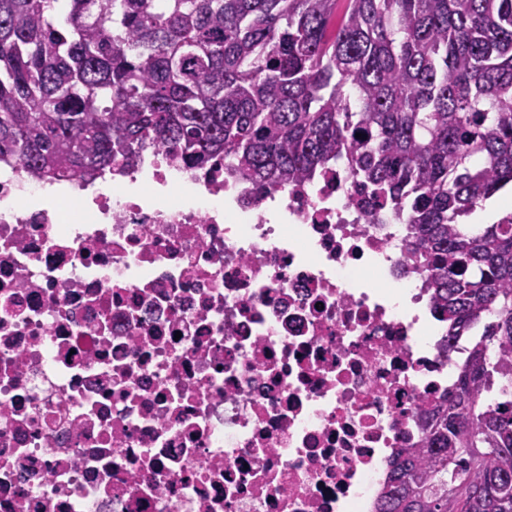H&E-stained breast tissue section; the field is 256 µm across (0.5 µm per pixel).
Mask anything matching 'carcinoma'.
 Listing matches in <instances>:
<instances>
[{
  "mask_svg": "<svg viewBox=\"0 0 512 512\" xmlns=\"http://www.w3.org/2000/svg\"><path fill=\"white\" fill-rule=\"evenodd\" d=\"M150 148L258 191L336 166L405 225L444 348L483 332L376 512H512V218L464 223L512 186V0H0V159L92 181Z\"/></svg>",
  "mask_w": 512,
  "mask_h": 512,
  "instance_id": "cac0c4a2",
  "label": "carcinoma"
}]
</instances>
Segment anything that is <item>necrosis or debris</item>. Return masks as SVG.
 Listing matches in <instances>:
<instances>
[{"mask_svg":"<svg viewBox=\"0 0 512 512\" xmlns=\"http://www.w3.org/2000/svg\"><path fill=\"white\" fill-rule=\"evenodd\" d=\"M357 193L1 160L0 512H375L458 373L403 225Z\"/></svg>","mask_w":512,"mask_h":512,"instance_id":"4bbe7bcc","label":"necrosis or debris"}]
</instances>
